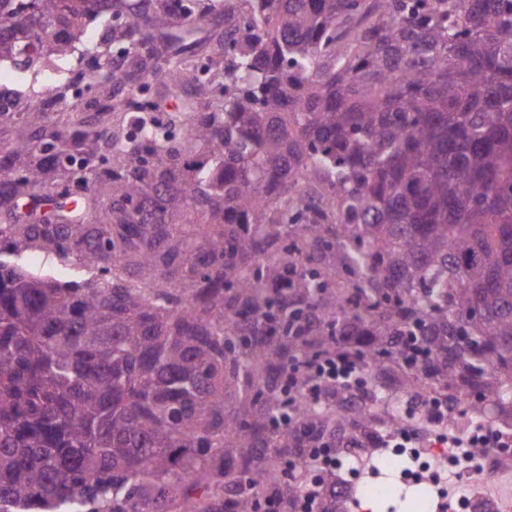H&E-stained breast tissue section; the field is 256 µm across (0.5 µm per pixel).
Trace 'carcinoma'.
Listing matches in <instances>:
<instances>
[{"instance_id": "carcinoma-1", "label": "carcinoma", "mask_w": 512, "mask_h": 512, "mask_svg": "<svg viewBox=\"0 0 512 512\" xmlns=\"http://www.w3.org/2000/svg\"><path fill=\"white\" fill-rule=\"evenodd\" d=\"M117 2L0 0V63L69 60ZM175 2L112 21L96 126L72 82L0 89V253L102 275L0 260V512L292 505L384 392L512 428V0ZM220 25L198 97L148 112L132 81L163 50L178 91ZM329 354L363 381L288 392ZM4 260L19 261L26 269L36 276H51L61 282L82 281L91 279L93 271L74 264L73 259L65 260L56 256H44L42 253H22L21 256L2 254Z\"/></svg>"}]
</instances>
